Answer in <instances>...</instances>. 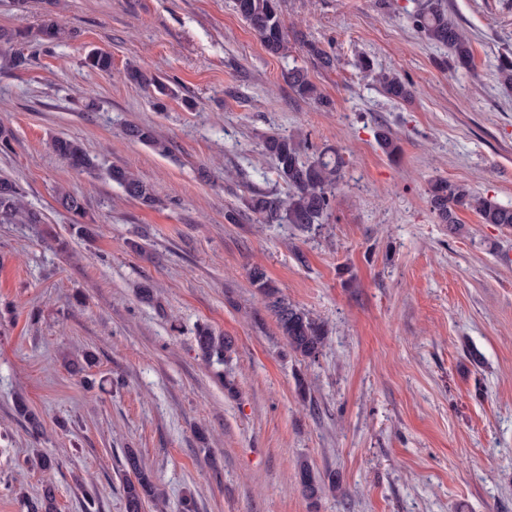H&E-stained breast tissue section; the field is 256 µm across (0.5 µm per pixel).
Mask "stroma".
<instances>
[{
    "instance_id": "35a3bbf8",
    "label": "stroma",
    "mask_w": 512,
    "mask_h": 512,
    "mask_svg": "<svg viewBox=\"0 0 512 512\" xmlns=\"http://www.w3.org/2000/svg\"><path fill=\"white\" fill-rule=\"evenodd\" d=\"M471 38V71L441 67L417 0H281L289 34L338 59L326 71L291 44L268 54L233 0H0V29L54 19L63 41L0 61V121L14 133L0 175L17 180L41 224H0V512L56 486L58 512H124V451L137 449L165 499L145 512H512V228L458 214L451 233L427 188L445 178L512 206V89L496 67L512 48V0H448ZM94 48L111 73L87 68ZM370 58L416 88L396 102L358 67ZM147 67L176 94L164 109L129 82ZM306 67L325 105L283 81ZM147 124L171 156L128 140ZM397 138L390 158L381 132ZM273 133L344 158L336 202L301 233L260 224L250 190L285 194L263 150ZM101 165L71 168L53 137ZM127 168L162 204L127 198L105 170ZM81 196L93 234L76 236L57 188ZM68 242L59 251L57 240ZM262 266L288 299L325 321L310 364L290 353L246 276ZM154 288L153 300L139 295ZM206 323L232 348L198 356ZM89 351L87 377L63 356ZM24 397L43 433L15 412ZM43 454L60 467L45 472ZM341 491L304 497L300 463Z\"/></svg>"
}]
</instances>
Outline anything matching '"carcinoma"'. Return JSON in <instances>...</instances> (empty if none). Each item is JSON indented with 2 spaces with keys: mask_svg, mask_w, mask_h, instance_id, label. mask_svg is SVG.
I'll return each mask as SVG.
<instances>
[{
  "mask_svg": "<svg viewBox=\"0 0 512 512\" xmlns=\"http://www.w3.org/2000/svg\"><path fill=\"white\" fill-rule=\"evenodd\" d=\"M234 9L242 20L260 38L265 50L275 56L287 57L289 52L288 35L283 23L279 0H234ZM411 27L425 40L448 48L450 64L455 69L472 68L473 52L471 41L463 28L448 14L445 0H423L410 15ZM61 36V28L52 20L42 23L37 29H0V43L11 44L17 40L52 43ZM300 48L316 66L323 70L336 68V56L321 48L317 43L300 40ZM85 64L92 70L112 72V55L102 49L87 54ZM127 79L141 88H154L159 97L156 104L164 106L162 97H169L174 91L147 69L130 66ZM283 80L301 98L323 103V97L316 85L309 79L307 71L293 66L282 74ZM377 81L388 98L394 101H407L415 93L412 83L386 71L377 74ZM131 141L141 143L159 155L170 152L169 144L158 138L153 128L139 123H128L123 129ZM52 151L71 167L91 173L98 167L85 147L67 137L51 139ZM266 154L288 185L285 197L273 196L253 189L245 201L247 211L255 216L260 224H288L301 232H310L325 223L330 215L336 189L341 178L345 161L343 156L332 148H324L315 156H306L301 149V140L295 135L278 133L264 138ZM109 178L116 183L125 195L146 207L160 204L153 187L142 181L127 169L114 166L109 170ZM24 189L14 179L0 176V223L7 224L18 220L23 224L44 223L43 213L37 209L24 207ZM59 204L71 214L79 217L75 222V233L88 235L90 224L81 221L85 217L83 200L69 192L58 193ZM428 203L436 220L448 225L452 232L460 230L457 211L472 210L484 224H496L512 228V207L503 206L483 197L465 183L451 182L437 178L430 182ZM248 278L262 297L266 308L275 318L280 335L288 349L302 360L314 363L322 355L326 345L328 330L326 325L309 311L288 300L280 288L266 274L265 270L252 265L247 270ZM195 341L199 354L210 361L224 359V353L231 349V341L219 336L208 324L195 328ZM16 413L27 423L29 433L38 437L43 434V426L38 415L20 397L15 405ZM126 475L123 481L125 512H145L146 504L159 499L161 491L152 471L146 466L140 454L132 448L125 455ZM299 483L305 496L312 499L320 491L322 479L313 474L310 467L303 464L298 471ZM29 512H56V489L45 485L34 498L27 500Z\"/></svg>",
  "mask_w": 512,
  "mask_h": 512,
  "instance_id": "cac0c4a2",
  "label": "carcinoma"
}]
</instances>
